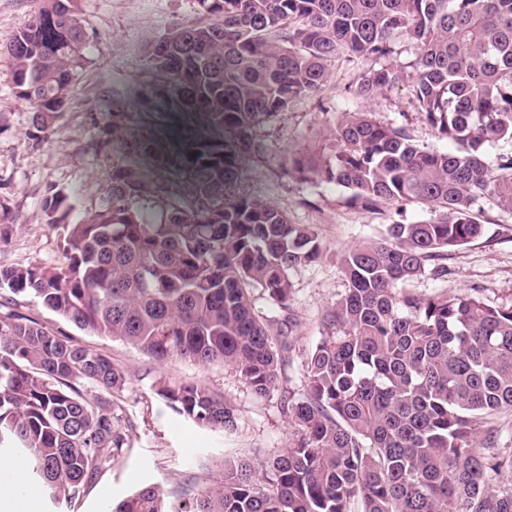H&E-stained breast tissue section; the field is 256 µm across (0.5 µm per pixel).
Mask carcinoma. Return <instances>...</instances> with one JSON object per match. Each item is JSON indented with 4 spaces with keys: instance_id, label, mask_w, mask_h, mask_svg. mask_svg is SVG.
I'll return each mask as SVG.
<instances>
[{
    "instance_id": "1",
    "label": "carcinoma",
    "mask_w": 512,
    "mask_h": 512,
    "mask_svg": "<svg viewBox=\"0 0 512 512\" xmlns=\"http://www.w3.org/2000/svg\"><path fill=\"white\" fill-rule=\"evenodd\" d=\"M198 18L148 50L161 82L207 114L218 138L167 179L164 218L137 207L141 172L116 165L108 199L64 237L67 263L0 268V452L27 455L56 503L85 494L127 444L132 422L107 396L127 372L17 311L31 295L75 327L128 344L159 364L221 363L252 394L280 393L288 448L257 469L223 464L210 482L170 495L149 484L112 512H512V303L404 288L448 277V252L480 237L474 206L512 212V0H197ZM413 49L384 64L395 39ZM77 0H39L6 47L32 128L50 130L84 59ZM340 54L371 62L357 94L407 81L411 104L453 148L420 147L405 128L345 112L326 156L297 158L300 176L336 183L366 211L422 206L345 252L347 288L302 352L303 392H280L287 335L254 311L261 291L296 324L291 271L321 254L317 232L273 204L234 191L262 123L327 83ZM156 394L198 426L230 430L224 396L161 379Z\"/></svg>"
}]
</instances>
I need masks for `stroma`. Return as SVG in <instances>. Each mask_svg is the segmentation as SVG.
Listing matches in <instances>:
<instances>
[{
  "label": "stroma",
  "mask_w": 512,
  "mask_h": 512,
  "mask_svg": "<svg viewBox=\"0 0 512 512\" xmlns=\"http://www.w3.org/2000/svg\"><path fill=\"white\" fill-rule=\"evenodd\" d=\"M77 5L87 34L85 62L65 110L45 137H31L33 106L15 96L11 65L0 57V205L10 214L0 237V268L64 262L66 227L89 221L103 205L113 168L123 158L122 137L148 139L150 154L140 168L153 194L161 180L194 164L198 140L212 132L204 113L181 111L146 64L148 48L161 35L196 17V0H78ZM368 67L345 55L332 61L324 90L295 101L257 129L236 186L237 192L278 207L291 223L311 225L321 242L319 259L291 276L299 325L285 375L295 392L303 387L300 352L317 343L324 311L346 288L341 255L380 237L394 213L364 211L351 202L348 189L304 180L292 172L290 159L329 146L345 112H368L377 122L403 127L417 144L443 145L414 111L406 83L371 99L357 95L356 84ZM54 196L64 197L65 206L51 218L45 202ZM478 217L485 231L449 253L447 279L411 281L413 294L475 293L490 305L512 300V212L486 202ZM18 303L21 312L75 337L128 373L126 385L113 396L133 423L128 443L85 495L60 504L59 512H110L142 485L157 483L170 492L190 480L207 481L223 460L257 463L287 448L294 429L278 397L256 398L222 365L181 359L159 364L129 345L76 328L33 297H19ZM161 378L199 380L223 393L235 410V429L200 428L168 408L155 391Z\"/></svg>",
  "instance_id": "35a3bbf8"
}]
</instances>
